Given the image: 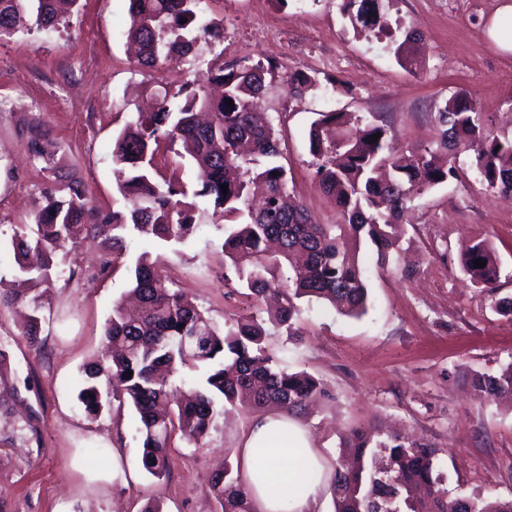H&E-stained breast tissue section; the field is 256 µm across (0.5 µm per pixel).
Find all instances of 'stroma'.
Here are the masks:
<instances>
[{
	"instance_id": "35a3bbf8",
	"label": "stroma",
	"mask_w": 512,
	"mask_h": 512,
	"mask_svg": "<svg viewBox=\"0 0 512 512\" xmlns=\"http://www.w3.org/2000/svg\"><path fill=\"white\" fill-rule=\"evenodd\" d=\"M343 0H206L224 26L222 49L201 47L186 64L138 72L129 63V0H79L65 27L0 40V95L26 88L53 130L68 171L94 199L122 209L113 142L136 105L158 85H180L216 56H247L321 78L295 96L274 83L265 110L279 131L281 162L298 199L321 224L340 218L314 177L308 149L321 112H349L387 125L395 145L436 148V116L456 94L477 103L489 128L512 133V0H390L392 35L354 31ZM416 44L404 45L406 32ZM404 50L411 64L400 63ZM21 114L0 112V273L14 265L15 225L41 203L39 166L19 134ZM197 226L175 247L135 239L117 268L98 273L99 248L84 242L78 273L58 266L44 296L40 351L28 346L21 317L0 309V512H141L159 501L164 512H221L208 490L211 473L236 455L254 417L240 408L219 420L202 444L173 435L170 474L156 479L140 464L138 420L129 408L89 418L77 401L82 366L100 355L113 305L130 287L142 252L160 258L175 288L220 329L262 315L224 282V228L213 206L195 198ZM493 246L502 272L498 296L512 295V197L490 191L472 171L414 202L399 262L381 263L371 245L359 263L369 289L358 318L313 303L300 335L268 328L264 346L277 365L315 376L330 391L300 423L326 468L342 437L357 425L381 424L432 444L450 497L512 500V403L478 396L474 373L512 363V318L499 315L461 264L465 247Z\"/></svg>"
}]
</instances>
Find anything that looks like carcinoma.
<instances>
[{"label":"carcinoma","mask_w":512,"mask_h":512,"mask_svg":"<svg viewBox=\"0 0 512 512\" xmlns=\"http://www.w3.org/2000/svg\"><path fill=\"white\" fill-rule=\"evenodd\" d=\"M203 2L129 0L128 37L138 45L134 68L142 72L181 64L199 44L221 42L222 24L207 16ZM343 10L357 31L391 33L384 0H344ZM61 24L56 0H0V38ZM278 79L294 95L316 83L302 72L281 73L276 64L246 57L226 63L220 53L205 72L176 89H163L156 109L136 113L114 142L116 186L132 200L126 210L98 204L80 180L63 171L48 124L33 118L23 126L27 151L45 173L42 204L12 237V273L29 291L1 288L0 307L26 310L23 336L32 350L43 345V290L50 287L59 261L76 263L85 237L101 239L103 276L126 254L130 238L181 243L193 233L196 206L185 201L183 184L163 176L158 165L163 144L181 145L184 152L175 155L187 154L205 172L194 196L208 199L215 222L229 225L222 245L226 269L250 300L276 299L268 323L290 336L299 335L303 300L348 317L366 313L360 245L370 242L383 262L399 248L414 198L460 178L459 157L448 146L472 150L469 167L486 187L512 195V135L495 134L465 95L446 100L438 112L439 145L446 150L442 158L392 150L384 125L353 126L344 112H322L309 129V152L320 188L341 222L318 224L306 206L285 204L287 170L276 162V130L261 112L267 88ZM375 134L380 138L373 143ZM223 184L228 190L221 189ZM478 259L486 265L475 266ZM462 268L498 313L512 315V298H496L500 263L489 241L472 245ZM131 293L140 312L130 316L122 303L113 306L104 333L107 357L85 366L78 400L91 418L114 402L134 409L141 465L153 477L169 473L173 432L197 444L228 405L274 406L297 417L327 396L319 380L281 369L266 355L265 322L242 317L219 331L170 287L169 276L147 252L136 260ZM189 364L199 377L186 388H173L172 377ZM473 384L483 397H512V364L497 375H475ZM343 451L353 453L359 465L336 463L330 483L334 512H512V500L488 508L477 499L449 497L436 473L437 449L429 444L356 426ZM209 492L221 503V512H250L248 492L227 460L212 474Z\"/></svg>","instance_id":"cac0c4a2"}]
</instances>
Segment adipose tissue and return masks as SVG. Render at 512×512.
<instances>
[{
	"mask_svg": "<svg viewBox=\"0 0 512 512\" xmlns=\"http://www.w3.org/2000/svg\"><path fill=\"white\" fill-rule=\"evenodd\" d=\"M239 471L253 512H314L329 485L309 432L285 414L252 420L240 442Z\"/></svg>",
	"mask_w": 512,
	"mask_h": 512,
	"instance_id": "adipose-tissue-1",
	"label": "adipose tissue"
}]
</instances>
